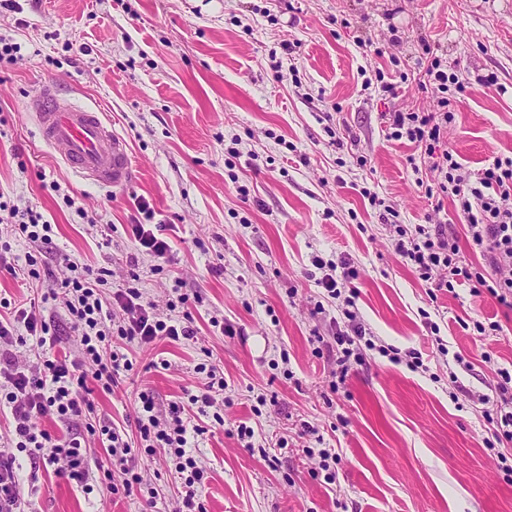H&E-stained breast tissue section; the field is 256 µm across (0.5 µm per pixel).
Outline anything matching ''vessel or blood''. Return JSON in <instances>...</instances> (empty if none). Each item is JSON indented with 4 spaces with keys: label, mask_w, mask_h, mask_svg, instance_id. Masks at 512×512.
Instances as JSON below:
<instances>
[{
    "label": "vessel or blood",
    "mask_w": 512,
    "mask_h": 512,
    "mask_svg": "<svg viewBox=\"0 0 512 512\" xmlns=\"http://www.w3.org/2000/svg\"><path fill=\"white\" fill-rule=\"evenodd\" d=\"M29 109L36 115L42 141L68 171L111 188L130 181L128 144L112 132L98 110L63 97L52 81L42 84Z\"/></svg>",
    "instance_id": "obj_1"
}]
</instances>
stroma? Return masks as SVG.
I'll use <instances>...</instances> for the list:
<instances>
[{"label": "stroma", "mask_w": 512, "mask_h": 512, "mask_svg": "<svg viewBox=\"0 0 512 512\" xmlns=\"http://www.w3.org/2000/svg\"><path fill=\"white\" fill-rule=\"evenodd\" d=\"M0 35L20 46L0 61V202L32 203L52 225L51 244L6 233L0 247L18 261L40 250L55 271L110 268L113 285L135 280L197 329L121 344L134 369L93 393L95 420L134 444L138 394L167 414L205 393L203 363L225 382L221 401L190 413L205 429L206 512H512V455L485 416L496 369L512 370V309L464 280L431 296L396 253V225L467 226L451 198L426 195L438 175L423 149L381 120L446 108L442 146L458 162L476 172L512 156V0H15L0 2ZM426 44L465 90L428 82ZM489 73L497 85H479ZM48 80L127 140L126 186L67 173L40 140L26 104ZM142 198L171 247L162 265L129 233ZM330 261L356 268L357 323L375 344L336 391L348 322L318 284ZM40 297L34 279L0 276V298L38 302L74 346L67 315ZM311 448L342 455L335 483ZM130 457L145 478L130 494L98 483L112 464L98 437L92 491L24 454L22 490L36 512H174L186 491L174 460L135 444Z\"/></svg>", "instance_id": "35a3bbf8"}]
</instances>
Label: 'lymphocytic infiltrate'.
Segmentation results:
<instances>
[{"mask_svg":"<svg viewBox=\"0 0 512 512\" xmlns=\"http://www.w3.org/2000/svg\"><path fill=\"white\" fill-rule=\"evenodd\" d=\"M453 119L448 111L393 112L389 115L391 137L424 147L432 159V170L440 175L436 186L426 187V194L438 191L451 196L467 224L470 246L488 257L493 272L488 275L464 265L459 237L444 224L432 228L421 224L412 232L398 228L395 250L421 280L436 290L451 287L453 278L460 276L512 308V158L496 159L476 179H469L450 151L438 149L443 131ZM0 224L34 242L52 241L50 222L31 207L7 208L0 204ZM440 268L447 270V277L434 278V271ZM68 269L66 276H53L44 298L62 300L78 336L74 351L43 352L36 365L25 364L11 349L15 328L22 326L30 333L46 335L49 325L34 308L18 307L9 316L0 315V379L5 380L7 388L10 441L9 447L0 448V512H33V503L24 497L15 469L20 452L45 457L55 465L57 475L82 486L87 484V446L79 436L50 433L40 428L39 422L51 417L66 425L91 417L95 406L90 396L94 390L111 391L120 375L132 370L133 364L125 355L105 351V341L116 336L129 343L149 344L161 338L189 340L196 335L191 313L177 318L161 315L133 284L103 294L112 276L110 269L81 268L74 263ZM139 403L136 429L141 447L162 448L183 459L188 470L184 512H203L201 503L195 500L194 488L202 484L205 471L192 454L184 406L172 404L168 416L161 418L154 413L151 393H140ZM87 432L101 434L108 442L112 466L104 470L103 476L110 491L128 492L141 484L140 474L128 465L131 446L119 430L105 424L88 427Z\"/></svg>","mask_w":512,"mask_h":512,"instance_id":"obj_1","label":"lymphocytic infiltrate"}]
</instances>
